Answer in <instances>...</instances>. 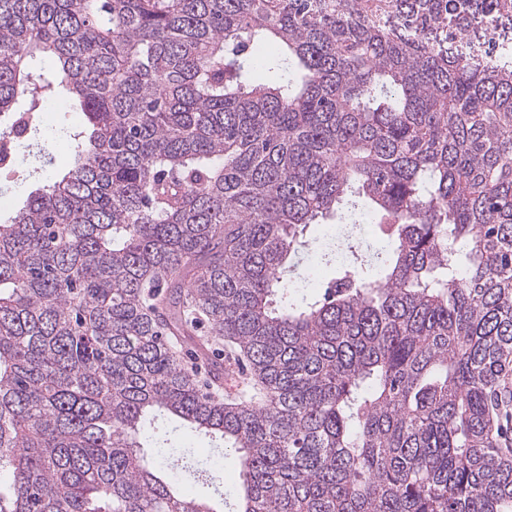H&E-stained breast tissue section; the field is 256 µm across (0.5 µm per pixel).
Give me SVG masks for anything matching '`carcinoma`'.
Masks as SVG:
<instances>
[{"instance_id":"obj_1","label":"carcinoma","mask_w":512,"mask_h":512,"mask_svg":"<svg viewBox=\"0 0 512 512\" xmlns=\"http://www.w3.org/2000/svg\"><path fill=\"white\" fill-rule=\"evenodd\" d=\"M382 14L462 37L512 0H0V113L30 119L0 512H512V65ZM63 93L83 123L48 177ZM313 224L344 225L346 264L322 250L338 277L297 300ZM226 341L254 390L230 402L180 356L222 375ZM180 429L236 455L232 504L191 454L156 461Z\"/></svg>"}]
</instances>
